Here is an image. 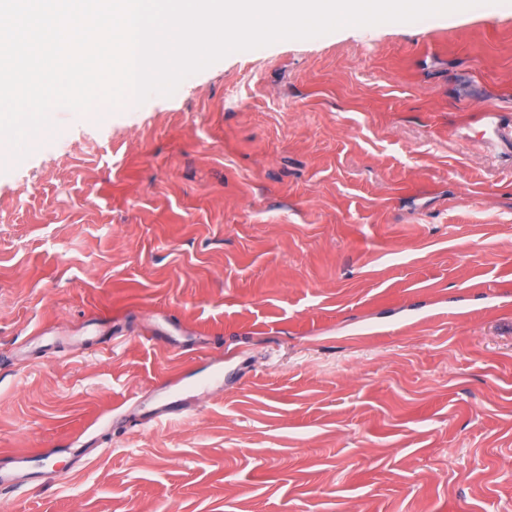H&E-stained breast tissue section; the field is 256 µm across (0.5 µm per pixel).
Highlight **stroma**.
<instances>
[{
	"label": "stroma",
	"instance_id": "1",
	"mask_svg": "<svg viewBox=\"0 0 512 512\" xmlns=\"http://www.w3.org/2000/svg\"><path fill=\"white\" fill-rule=\"evenodd\" d=\"M512 0L234 52L0 164V451L186 417L0 512H512ZM221 385L209 386L212 376Z\"/></svg>",
	"mask_w": 512,
	"mask_h": 512
}]
</instances>
